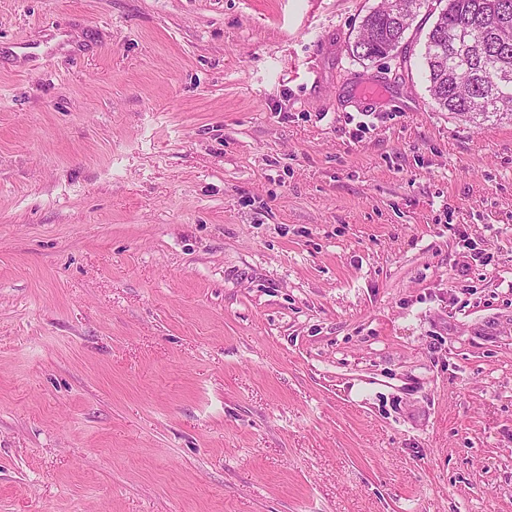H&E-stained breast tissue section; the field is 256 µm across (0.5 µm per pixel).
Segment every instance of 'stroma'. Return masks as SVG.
Listing matches in <instances>:
<instances>
[{"instance_id":"stroma-1","label":"stroma","mask_w":512,"mask_h":512,"mask_svg":"<svg viewBox=\"0 0 512 512\" xmlns=\"http://www.w3.org/2000/svg\"><path fill=\"white\" fill-rule=\"evenodd\" d=\"M380 2L0 0V512H512V121ZM426 2L428 0H384L381 6L373 8L362 18L353 54L363 60H372L388 57L394 51L398 53L410 21ZM395 9L401 11L403 23L396 20Z\"/></svg>"}]
</instances>
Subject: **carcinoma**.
Here are the masks:
<instances>
[{
    "label": "carcinoma",
    "mask_w": 512,
    "mask_h": 512,
    "mask_svg": "<svg viewBox=\"0 0 512 512\" xmlns=\"http://www.w3.org/2000/svg\"><path fill=\"white\" fill-rule=\"evenodd\" d=\"M428 0H384L361 21L353 45L372 60L399 51L413 20ZM443 4L426 35L428 91L437 107L469 119L512 117V40L496 35L497 23L512 28V0H437Z\"/></svg>",
    "instance_id": "cac0c4a2"
}]
</instances>
